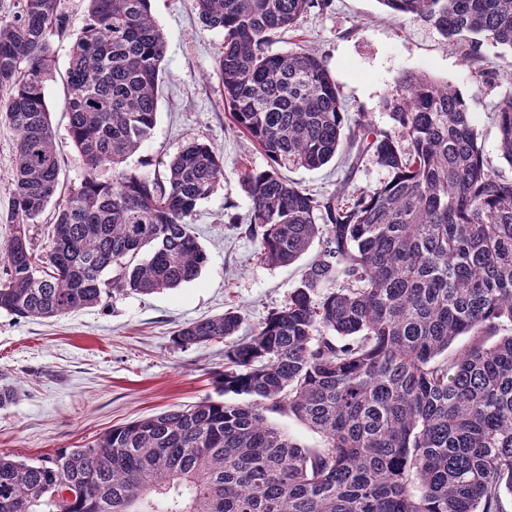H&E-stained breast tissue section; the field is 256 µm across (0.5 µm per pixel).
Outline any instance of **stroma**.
<instances>
[{"label":"stroma","instance_id":"1","mask_svg":"<svg viewBox=\"0 0 512 512\" xmlns=\"http://www.w3.org/2000/svg\"><path fill=\"white\" fill-rule=\"evenodd\" d=\"M70 37H51L54 62L45 93L61 161L60 190L78 185L83 164L68 131L64 110L72 36L86 20L85 0H62ZM151 14L166 39L157 120L151 139L131 156L128 169L145 175L160 170L189 141L214 145L224 157V185L203 201L193 218L207 263L193 281L152 295L129 294L59 319H18L0 312V381L18 391L0 408V452L24 460L62 448H79L99 434L137 418L218 398L214 377L224 368V344L179 349L175 332L186 323L238 311L243 330L262 323L284 305L301 278L304 261L272 267L260 262L258 241L229 224L247 219L251 201L240 186V170L267 169L269 160L235 128L224 107L216 73L223 32L206 27L193 0H151ZM317 48L335 76L350 113H366L387 129L382 101L395 93L398 77L425 72L452 84L465 98L485 158L500 166L497 131L488 114L512 96V50L487 48L489 76L468 65L462 51L432 26L391 20L379 0H331L304 16L298 31L273 38L268 50L285 53ZM345 153L318 170L290 169L289 180L313 193L332 196L340 183L349 191H371L388 174L371 158L349 168Z\"/></svg>","mask_w":512,"mask_h":512}]
</instances>
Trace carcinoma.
Segmentation results:
<instances>
[{
	"label": "carcinoma",
	"instance_id": "1",
	"mask_svg": "<svg viewBox=\"0 0 512 512\" xmlns=\"http://www.w3.org/2000/svg\"><path fill=\"white\" fill-rule=\"evenodd\" d=\"M457 44L466 61L512 49V0H379ZM329 0H195L224 32L217 75L234 125L270 160L242 175L260 260L288 265L316 241L287 302L240 334V313L183 326L180 348L224 341L219 392L114 427L84 448L26 462L0 452V512H506L512 497V175L489 164L460 92L404 73L382 108L392 129L350 117L314 48L267 50ZM60 0H19L0 21V120L18 133L11 204L0 214V311L59 318L103 299L171 290L207 256L192 227L224 180L193 140L151 178L126 168L156 122L166 53L150 0H87L67 72L80 182L58 204L48 251L31 225L57 195L45 79ZM512 168V97L491 113ZM388 173L370 193L322 198L281 170L319 169L342 142ZM508 333L500 334L503 329ZM471 337L459 354L448 348ZM321 434L304 448L269 422ZM270 420L306 448H319L321 436L294 416L269 414Z\"/></svg>",
	"mask_w": 512,
	"mask_h": 512
}]
</instances>
